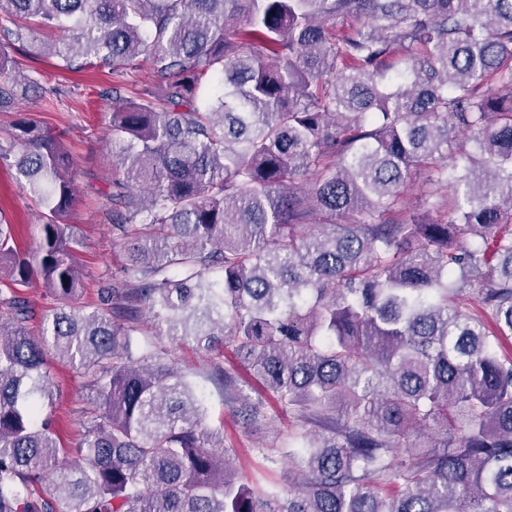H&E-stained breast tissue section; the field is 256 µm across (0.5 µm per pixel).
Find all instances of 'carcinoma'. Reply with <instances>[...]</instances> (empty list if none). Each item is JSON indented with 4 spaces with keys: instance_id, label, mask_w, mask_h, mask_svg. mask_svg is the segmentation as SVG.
Segmentation results:
<instances>
[{
    "instance_id": "obj_1",
    "label": "carcinoma",
    "mask_w": 512,
    "mask_h": 512,
    "mask_svg": "<svg viewBox=\"0 0 512 512\" xmlns=\"http://www.w3.org/2000/svg\"><path fill=\"white\" fill-rule=\"evenodd\" d=\"M18 51L111 75L130 254L77 302V161L17 119L0 165L42 223L24 249L0 210V512H512V0H0V112L39 89ZM416 171L451 219L398 218ZM144 313L235 346L298 426L288 484L238 483L200 386L135 340ZM50 356L95 393L77 463L42 416Z\"/></svg>"
}]
</instances>
